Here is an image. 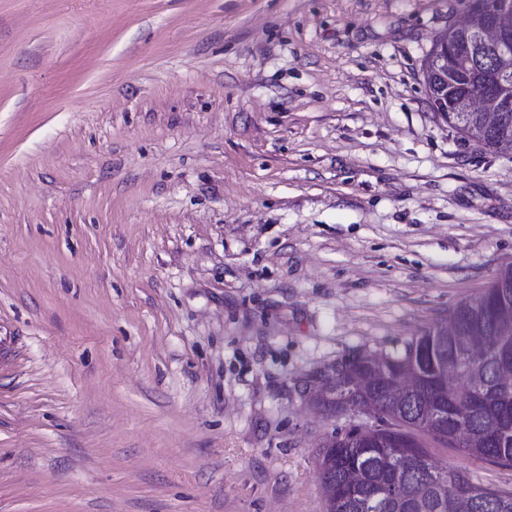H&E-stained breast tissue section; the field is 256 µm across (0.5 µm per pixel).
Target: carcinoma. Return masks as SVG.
<instances>
[{
	"mask_svg": "<svg viewBox=\"0 0 512 512\" xmlns=\"http://www.w3.org/2000/svg\"><path fill=\"white\" fill-rule=\"evenodd\" d=\"M472 15L468 28H446L436 43L464 49L496 0H457ZM496 75L512 77V49L470 68L459 94L478 93ZM463 137L495 153L512 144V112L500 113L490 134L482 116L441 112ZM453 330L439 322L413 338L395 355L366 354L354 368L372 379L365 393H344L336 380L326 403L333 409L353 403L378 415L381 428L373 441L360 427L334 432L318 454L324 512H457L459 487L469 492V512H512V491L474 481L463 470L438 465L427 440L454 448L476 460L512 468V263L473 299L450 312ZM485 341L483 355L470 354L474 337ZM459 380L450 385L439 369ZM448 409V421L429 424L434 411ZM470 434L463 442L458 432Z\"/></svg>",
	"mask_w": 512,
	"mask_h": 512,
	"instance_id": "carcinoma-1",
	"label": "carcinoma"
}]
</instances>
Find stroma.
Wrapping results in <instances>:
<instances>
[{
  "mask_svg": "<svg viewBox=\"0 0 512 512\" xmlns=\"http://www.w3.org/2000/svg\"><path fill=\"white\" fill-rule=\"evenodd\" d=\"M456 0H0V512H323L313 389L512 263ZM436 463L512 490V469ZM457 62L459 61L456 60L454 54L450 53L448 55L447 46L444 49H439L433 68L429 72L425 70L426 87L428 82L432 83L434 87H437L435 81L440 80L439 86L444 84L446 86V90L444 91L448 92V63L454 64Z\"/></svg>",
  "mask_w": 512,
  "mask_h": 512,
  "instance_id": "stroma-1",
  "label": "stroma"
}]
</instances>
